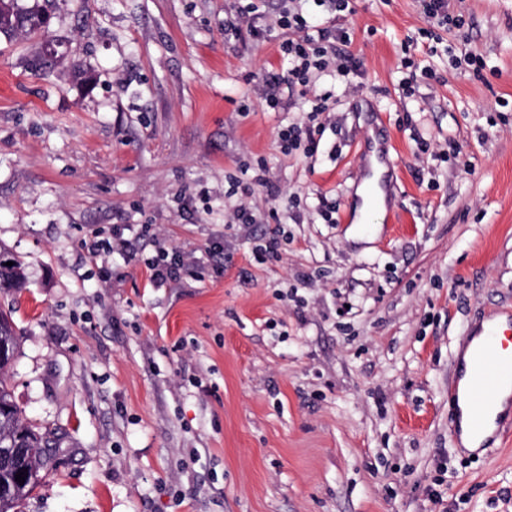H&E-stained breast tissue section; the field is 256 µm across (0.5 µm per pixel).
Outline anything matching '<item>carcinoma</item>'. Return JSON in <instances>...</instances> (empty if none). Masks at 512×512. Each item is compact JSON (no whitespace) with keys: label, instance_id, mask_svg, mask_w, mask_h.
<instances>
[{"label":"carcinoma","instance_id":"obj_1","mask_svg":"<svg viewBox=\"0 0 512 512\" xmlns=\"http://www.w3.org/2000/svg\"><path fill=\"white\" fill-rule=\"evenodd\" d=\"M49 21L50 15L40 7L39 0L30 6L20 0H0V36L31 37L46 31ZM8 261L14 265H6ZM24 283L20 261L0 251V291L20 288ZM17 340L18 330L12 317L0 310V346L5 347L0 357V451L24 449L11 465L0 467V512H15L19 502L35 489L42 479L41 471L53 465L49 449L55 447L54 433L39 431L23 416L1 378L15 357ZM19 472L24 473L22 484L15 481Z\"/></svg>","mask_w":512,"mask_h":512}]
</instances>
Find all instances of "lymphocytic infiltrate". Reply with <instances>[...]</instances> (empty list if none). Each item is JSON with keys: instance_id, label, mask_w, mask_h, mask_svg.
<instances>
[{"instance_id": "lymphocytic-infiltrate-1", "label": "lymphocytic infiltrate", "mask_w": 512, "mask_h": 512, "mask_svg": "<svg viewBox=\"0 0 512 512\" xmlns=\"http://www.w3.org/2000/svg\"><path fill=\"white\" fill-rule=\"evenodd\" d=\"M315 10H308L305 0H288L287 8L277 20L287 29L289 37L281 44L284 72H270L262 79L260 92L269 109L280 111L292 103L295 94L310 95L307 119L292 123L278 132L284 152L303 151L312 156L318 151L319 137L326 124L321 117L329 110L332 91L313 93L314 82L326 74L344 79L353 89L359 88L364 76L363 64L350 49V36L342 25V14L348 11L350 0H314ZM326 16H319L318 8Z\"/></svg>"}]
</instances>
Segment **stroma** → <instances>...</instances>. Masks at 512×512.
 Returning <instances> with one entry per match:
<instances>
[{"instance_id": "obj_1", "label": "stroma", "mask_w": 512, "mask_h": 512, "mask_svg": "<svg viewBox=\"0 0 512 512\" xmlns=\"http://www.w3.org/2000/svg\"><path fill=\"white\" fill-rule=\"evenodd\" d=\"M448 3L465 28L431 39L420 0H354L363 86L322 77L310 158L278 139L304 100L255 92L287 33L225 30L238 0H52L47 33L0 39V248L29 280L0 293L7 382L59 438L19 512H512V436L449 430L455 355L512 308V0ZM413 64L438 80L407 95ZM386 139L389 216L323 223ZM239 199L255 223H226ZM95 232L133 259L89 262ZM161 243L185 265L156 288Z\"/></svg>"}]
</instances>
